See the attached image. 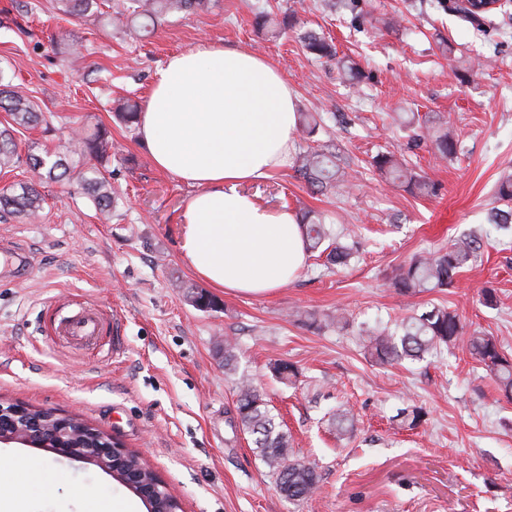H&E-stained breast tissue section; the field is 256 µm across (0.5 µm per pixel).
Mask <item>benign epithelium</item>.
Segmentation results:
<instances>
[{"instance_id": "obj_1", "label": "benign epithelium", "mask_w": 512, "mask_h": 512, "mask_svg": "<svg viewBox=\"0 0 512 512\" xmlns=\"http://www.w3.org/2000/svg\"><path fill=\"white\" fill-rule=\"evenodd\" d=\"M29 412V408L20 404H13L6 409L0 408V443H20L47 448L61 457L94 464L140 496L148 505L149 512H154L157 501L160 499L172 505L178 503L173 489L159 480L155 474L152 473L146 477L141 470L124 471L117 468L115 462L124 461L127 458V451L115 443L112 442L93 453L78 454L74 449L57 440L56 434L67 432L71 423L74 422L73 417L54 412L51 416L55 425L53 429L39 423L25 426L23 421L26 420Z\"/></svg>"}]
</instances>
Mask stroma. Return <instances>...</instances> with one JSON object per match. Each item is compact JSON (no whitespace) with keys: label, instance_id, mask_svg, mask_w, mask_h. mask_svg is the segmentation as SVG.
<instances>
[{"label":"stroma","instance_id":"35a3bbf8","mask_svg":"<svg viewBox=\"0 0 512 512\" xmlns=\"http://www.w3.org/2000/svg\"><path fill=\"white\" fill-rule=\"evenodd\" d=\"M0 0V72L29 95L49 128L19 129L20 154L67 152L75 129L106 126L120 149L110 181L119 201L102 219L79 182L44 183L38 218L0 215V240L25 251L30 267L0 276V403L63 412L100 429L175 488L183 512H512V401L464 343L426 361L378 364L361 327L393 326L436 305L458 313L468 331L496 339L512 357V233L485 222L500 176L512 171V4L463 19L461 0H213L207 11L134 41L102 26H76L74 56L56 54L59 25L48 0ZM294 11L295 31H259V15ZM331 39L338 59L356 63L360 81L341 78L337 61L316 59L302 33ZM205 40L268 58L296 93V109L317 112L314 136L294 130L295 156L273 177L243 184L260 203L310 211L359 243L350 265L327 269L306 256L298 277L263 297L214 291L217 309L196 308L207 290L180 249L179 216L192 187L158 170L135 129L115 123L112 101L146 102L172 54ZM482 59L470 84L465 60ZM417 113L423 131L455 129L456 158L436 163L429 146L408 149L399 115ZM326 146L351 173L326 194L294 176L297 157ZM404 156L438 184L433 196L386 182L377 154ZM478 233L483 247L455 284L413 297L391 285L395 268ZM495 290L493 305L482 291ZM343 307L342 329L290 318ZM100 312L103 332L76 343L52 331L59 314ZM236 340V373L224 370L225 337ZM298 376L282 383L274 362ZM248 376L314 466V494L294 502L277 489L249 435L235 423L236 376ZM421 409L415 429L406 410ZM349 411L356 427L337 436L329 422ZM0 455L47 463L20 466L0 483V512H147L142 498L92 464L41 448L0 444Z\"/></svg>","mask_w":512,"mask_h":512}]
</instances>
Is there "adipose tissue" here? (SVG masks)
Segmentation results:
<instances>
[{"instance_id": "1", "label": "adipose tissue", "mask_w": 512, "mask_h": 512, "mask_svg": "<svg viewBox=\"0 0 512 512\" xmlns=\"http://www.w3.org/2000/svg\"><path fill=\"white\" fill-rule=\"evenodd\" d=\"M295 126V92L266 58L206 40L158 71L137 135L157 169L196 189L181 250L211 287L264 296L303 268L296 216L241 190L287 165Z\"/></svg>"}]
</instances>
